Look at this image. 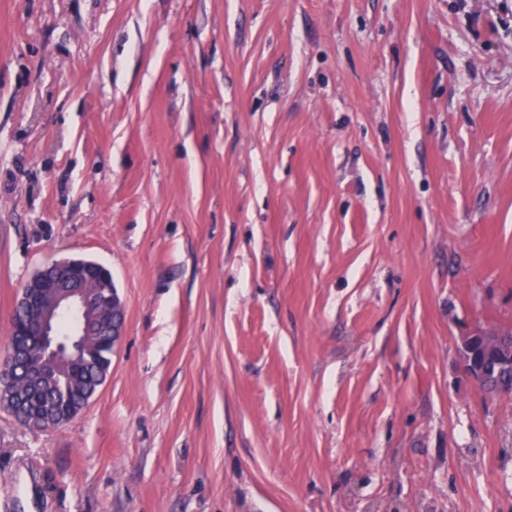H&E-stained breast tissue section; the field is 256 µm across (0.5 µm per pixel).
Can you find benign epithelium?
<instances>
[{
	"label": "benign epithelium",
	"instance_id": "1",
	"mask_svg": "<svg viewBox=\"0 0 512 512\" xmlns=\"http://www.w3.org/2000/svg\"><path fill=\"white\" fill-rule=\"evenodd\" d=\"M93 267L103 276L93 280L83 270ZM25 309L27 335L34 337V347L39 354L38 365L29 369V379L17 374L23 355L15 348L14 329L7 331L8 342L0 353V411L10 415L17 412L26 397L31 383L45 384L49 379L56 383L68 381L72 365L79 362L88 347L104 328H109L112 346H117L123 336L125 323L124 304L115 289L111 274L97 263L82 259L56 261L36 271L21 287L14 309ZM482 338L480 356L488 362L504 363L500 337L489 331L467 332L460 336L458 357L462 370H467L473 360L474 346L471 337ZM88 402L58 412L46 406L33 428L52 430L71 422Z\"/></svg>",
	"mask_w": 512,
	"mask_h": 512
}]
</instances>
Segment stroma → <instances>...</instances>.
Segmentation results:
<instances>
[{
    "label": "stroma",
    "mask_w": 512,
    "mask_h": 512,
    "mask_svg": "<svg viewBox=\"0 0 512 512\" xmlns=\"http://www.w3.org/2000/svg\"><path fill=\"white\" fill-rule=\"evenodd\" d=\"M63 259L124 334L0 512H512V0H0V348ZM475 335H479L482 338L480 356L483 359L500 364L507 361L502 352L500 336H496L489 331L467 332L460 336L458 345V357L464 373H466L473 360L474 346L470 340ZM467 376L476 384L479 385V389L486 396H509L507 391H503L501 386L506 380L512 384V368L511 363L505 366H492L485 365L483 379L480 380L478 375H474L472 373ZM481 383V384H480Z\"/></svg>",
    "instance_id": "stroma-1"
}]
</instances>
